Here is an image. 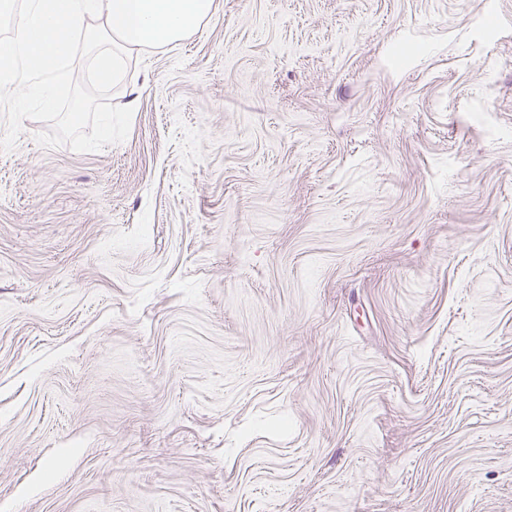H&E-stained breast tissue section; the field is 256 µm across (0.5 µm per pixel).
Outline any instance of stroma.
I'll return each mask as SVG.
<instances>
[{
    "label": "stroma",
    "mask_w": 512,
    "mask_h": 512,
    "mask_svg": "<svg viewBox=\"0 0 512 512\" xmlns=\"http://www.w3.org/2000/svg\"><path fill=\"white\" fill-rule=\"evenodd\" d=\"M112 101L0 151V512H512V0H213Z\"/></svg>",
    "instance_id": "1"
}]
</instances>
